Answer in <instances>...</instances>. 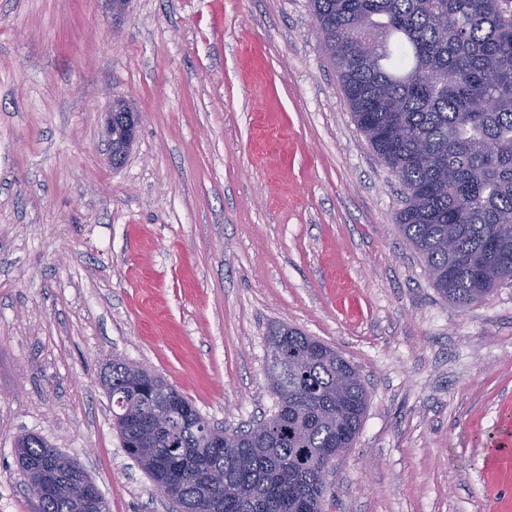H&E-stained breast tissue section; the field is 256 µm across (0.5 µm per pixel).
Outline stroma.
<instances>
[{"label":"stroma","instance_id":"35a3bbf8","mask_svg":"<svg viewBox=\"0 0 512 512\" xmlns=\"http://www.w3.org/2000/svg\"><path fill=\"white\" fill-rule=\"evenodd\" d=\"M143 114L113 165V100ZM308 0H0V512L14 444L74 458L108 512H177L101 383L147 368L212 424L273 412L271 323L356 367L369 405L327 512H512V283L461 308L395 222Z\"/></svg>","mask_w":512,"mask_h":512}]
</instances>
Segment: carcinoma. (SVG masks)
<instances>
[{
    "label": "carcinoma",
    "mask_w": 512,
    "mask_h": 512,
    "mask_svg": "<svg viewBox=\"0 0 512 512\" xmlns=\"http://www.w3.org/2000/svg\"><path fill=\"white\" fill-rule=\"evenodd\" d=\"M357 127L406 189L396 220L434 288L461 308L512 283V0H309ZM375 41L371 66L357 46ZM478 101L485 102L481 109ZM276 410L232 429L212 425L176 387L112 361V417L122 444L180 512H324L327 461L353 447L369 395L357 370L284 324L267 335ZM165 408L169 424L151 425ZM32 512H79L45 493L55 460L80 464L36 434L17 439Z\"/></svg>",
    "instance_id": "1"
}]
</instances>
